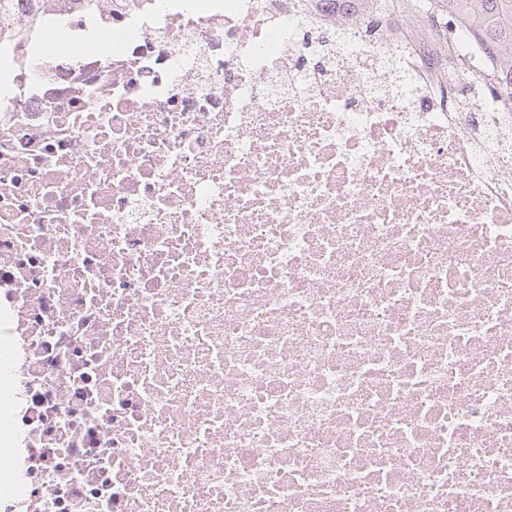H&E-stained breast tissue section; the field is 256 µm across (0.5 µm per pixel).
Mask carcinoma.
Segmentation results:
<instances>
[{
	"label": "carcinoma",
	"instance_id": "cac0c4a2",
	"mask_svg": "<svg viewBox=\"0 0 512 512\" xmlns=\"http://www.w3.org/2000/svg\"><path fill=\"white\" fill-rule=\"evenodd\" d=\"M449 13L455 15L461 30L474 36L499 63V78L512 90V0H442ZM46 12L28 16L22 35L36 37Z\"/></svg>",
	"mask_w": 512,
	"mask_h": 512
}]
</instances>
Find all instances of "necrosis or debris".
Returning <instances> with one entry per match:
<instances>
[{
	"mask_svg": "<svg viewBox=\"0 0 512 512\" xmlns=\"http://www.w3.org/2000/svg\"><path fill=\"white\" fill-rule=\"evenodd\" d=\"M99 9L0 40V512H512L497 61L383 0Z\"/></svg>",
	"mask_w": 512,
	"mask_h": 512,
	"instance_id": "necrosis-or-debris-1",
	"label": "necrosis or debris"
}]
</instances>
